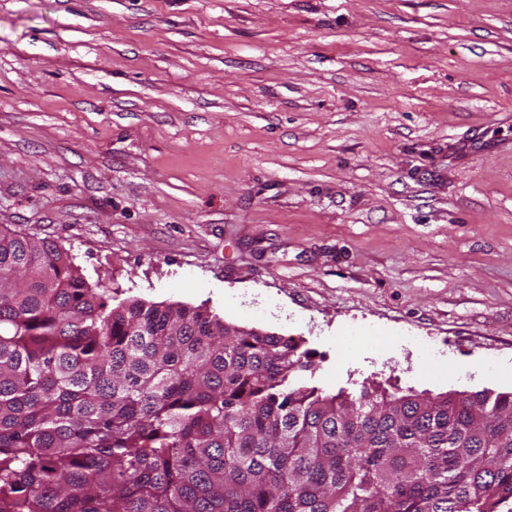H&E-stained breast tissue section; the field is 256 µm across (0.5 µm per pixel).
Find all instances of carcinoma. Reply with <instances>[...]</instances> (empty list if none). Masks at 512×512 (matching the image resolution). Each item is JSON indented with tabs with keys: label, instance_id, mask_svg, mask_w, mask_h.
Wrapping results in <instances>:
<instances>
[{
	"label": "carcinoma",
	"instance_id": "obj_1",
	"mask_svg": "<svg viewBox=\"0 0 512 512\" xmlns=\"http://www.w3.org/2000/svg\"><path fill=\"white\" fill-rule=\"evenodd\" d=\"M112 300L0 225V512H512V390L324 395L296 341Z\"/></svg>",
	"mask_w": 512,
	"mask_h": 512
}]
</instances>
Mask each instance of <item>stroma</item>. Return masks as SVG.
Returning a JSON list of instances; mask_svg holds the SVG:
<instances>
[{
  "label": "stroma",
  "instance_id": "obj_1",
  "mask_svg": "<svg viewBox=\"0 0 512 512\" xmlns=\"http://www.w3.org/2000/svg\"><path fill=\"white\" fill-rule=\"evenodd\" d=\"M298 382L512 390V0H0V225Z\"/></svg>",
  "mask_w": 512,
  "mask_h": 512
}]
</instances>
